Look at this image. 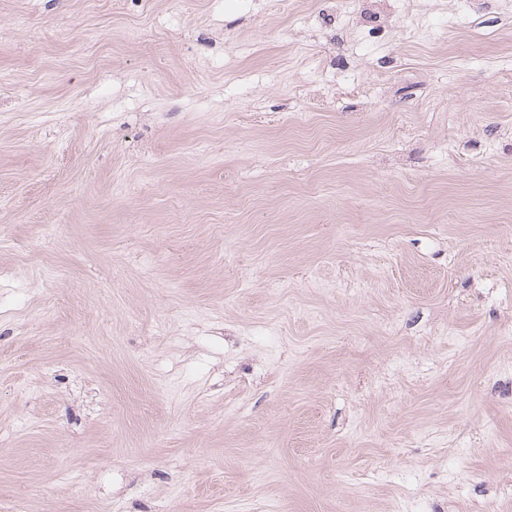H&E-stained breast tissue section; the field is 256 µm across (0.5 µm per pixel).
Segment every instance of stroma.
Returning a JSON list of instances; mask_svg holds the SVG:
<instances>
[{
  "label": "stroma",
  "mask_w": 512,
  "mask_h": 512,
  "mask_svg": "<svg viewBox=\"0 0 512 512\" xmlns=\"http://www.w3.org/2000/svg\"><path fill=\"white\" fill-rule=\"evenodd\" d=\"M417 2L0 0V512H512V32Z\"/></svg>",
  "instance_id": "stroma-1"
}]
</instances>
